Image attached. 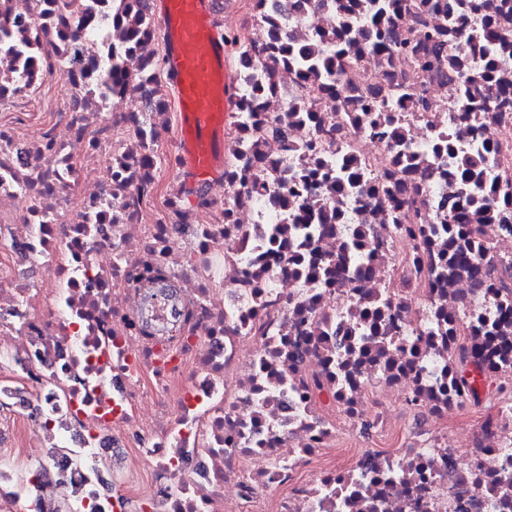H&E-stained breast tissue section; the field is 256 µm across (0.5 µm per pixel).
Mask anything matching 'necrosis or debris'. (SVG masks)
Here are the masks:
<instances>
[{"label":"necrosis or debris","mask_w":512,"mask_h":512,"mask_svg":"<svg viewBox=\"0 0 512 512\" xmlns=\"http://www.w3.org/2000/svg\"><path fill=\"white\" fill-rule=\"evenodd\" d=\"M287 2L221 0L247 58L224 175L188 204L149 0H0V406L20 377L45 441L87 423L56 486L74 512H128L88 471L117 448L113 484L150 469L137 512H512V221L455 245L432 152L485 155L512 218V109L458 111L465 75L367 50L338 88L406 96L348 111L263 37L338 25Z\"/></svg>","instance_id":"4bbe7bcc"}]
</instances>
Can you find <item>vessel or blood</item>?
I'll return each mask as SVG.
<instances>
[{"label": "vessel or blood", "mask_w": 512, "mask_h": 512, "mask_svg": "<svg viewBox=\"0 0 512 512\" xmlns=\"http://www.w3.org/2000/svg\"><path fill=\"white\" fill-rule=\"evenodd\" d=\"M165 32L164 66L179 103L181 152L201 185L224 168V117L234 89L216 0H152Z\"/></svg>", "instance_id": "vessel-or-blood-1"}]
</instances>
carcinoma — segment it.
<instances>
[{
  "label": "carcinoma",
  "mask_w": 512,
  "mask_h": 512,
  "mask_svg": "<svg viewBox=\"0 0 512 512\" xmlns=\"http://www.w3.org/2000/svg\"><path fill=\"white\" fill-rule=\"evenodd\" d=\"M338 27L330 35L316 36L304 46L288 44V62L300 78H327L341 63L343 57L356 61L360 52L371 49L380 53L389 51L388 41L394 39L399 50L410 56L415 65L425 72L445 65L450 69L468 68L478 60L473 79L476 93H468L459 107L461 112L477 109L497 112L505 102L491 94L496 82L498 63L495 43L503 34V24L509 20V6L497 0H415L412 8L420 14L438 12L441 22L434 27H423L403 37L394 31L395 20L406 8V0H334ZM479 14L483 28L475 34H463L467 17ZM449 42L457 43L456 52L444 51ZM404 96L398 89L380 99L362 104L363 112H380L387 107V100ZM446 151L456 160L462 185L461 197L449 206L448 223L453 234L465 236L467 215L472 205L494 194V188L484 185L480 170L485 157L468 156L461 152L452 138L440 140L437 152Z\"/></svg>",
  "instance_id": "cac0c4a2"
}]
</instances>
